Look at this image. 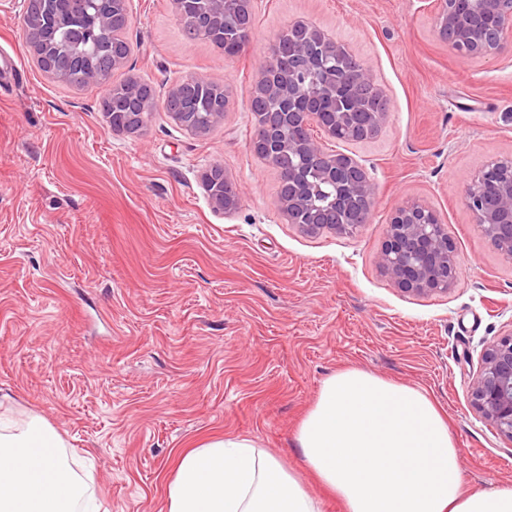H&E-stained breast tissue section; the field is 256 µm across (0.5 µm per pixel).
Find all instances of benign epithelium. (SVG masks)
Returning a JSON list of instances; mask_svg holds the SVG:
<instances>
[{
  "label": "benign epithelium",
  "mask_w": 512,
  "mask_h": 512,
  "mask_svg": "<svg viewBox=\"0 0 512 512\" xmlns=\"http://www.w3.org/2000/svg\"><path fill=\"white\" fill-rule=\"evenodd\" d=\"M178 17L196 12L194 26L201 31L222 30L224 42L237 48L249 45L252 31L228 25L231 0H173ZM94 15L101 17L99 31L130 24L128 0H93ZM438 35L462 56L494 55L512 50L505 40L512 28V0H433ZM306 38L286 59L270 52L259 68V78L249 98L254 103L272 98L288 103V111L273 112L269 119L255 114V132L249 147L268 165L284 153L297 157L298 165L279 174L275 201L288 223L302 231H330L351 235L369 222L377 186L356 159L326 147L325 140L360 141L375 135L387 112V102L371 70L341 42L324 30L300 21ZM216 83L188 76L159 96L145 92L143 83L128 79V88L150 112H170L169 103L182 87L202 93ZM229 178L204 175L214 208L235 211L241 201L238 186L233 197L224 196L221 183ZM464 204L474 223L503 255L512 258V158L483 168L467 185ZM436 213L411 202L397 207L389 218L386 240L377 263L401 290L413 294L446 292L457 278L455 246L445 224H435ZM472 405L481 419L512 441V331L489 343L471 382Z\"/></svg>",
  "instance_id": "7a95c632"
}]
</instances>
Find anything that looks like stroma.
<instances>
[{"instance_id":"stroma-1","label":"stroma","mask_w":512,"mask_h":512,"mask_svg":"<svg viewBox=\"0 0 512 512\" xmlns=\"http://www.w3.org/2000/svg\"><path fill=\"white\" fill-rule=\"evenodd\" d=\"M24 0H0V413L38 416L89 460L100 512H166L176 454L251 440L295 470L323 512L335 496L296 448L324 380L358 367L424 390L443 409L467 489L512 485V440L471 406L483 348L512 331V259L481 233L466 185L512 158V52L462 57L432 0H253L252 39L225 58L188 40L173 0H129L131 53L113 82L165 92L196 75L228 87L224 118L195 136L164 112L113 132L94 87L40 70ZM335 34L389 104L352 155L378 186L351 236L305 234L275 207L279 176L249 148L247 100L289 22ZM220 167L232 213L202 184ZM431 207L457 251L448 292L413 295L377 256L394 208ZM224 181L230 182L233 185V197H230V199L227 197L224 198V192H230L228 186L224 183V192L222 187L219 186ZM204 183L208 197L214 208L223 210L224 213H229L235 211L239 207L241 201L240 188L234 182H231V180L226 175H224V179L223 174L221 175L220 179H213L209 170L204 175Z\"/></svg>"}]
</instances>
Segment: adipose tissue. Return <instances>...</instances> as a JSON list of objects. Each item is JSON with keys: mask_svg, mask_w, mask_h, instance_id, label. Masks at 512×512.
Masks as SVG:
<instances>
[{"mask_svg": "<svg viewBox=\"0 0 512 512\" xmlns=\"http://www.w3.org/2000/svg\"><path fill=\"white\" fill-rule=\"evenodd\" d=\"M306 467L343 512H512V486L466 489L459 451L421 389L351 367L336 371L298 427ZM40 417L0 431V512H77L89 487ZM167 512H323L288 465L245 438L179 452Z\"/></svg>", "mask_w": 512, "mask_h": 512, "instance_id": "1", "label": "adipose tissue"}]
</instances>
